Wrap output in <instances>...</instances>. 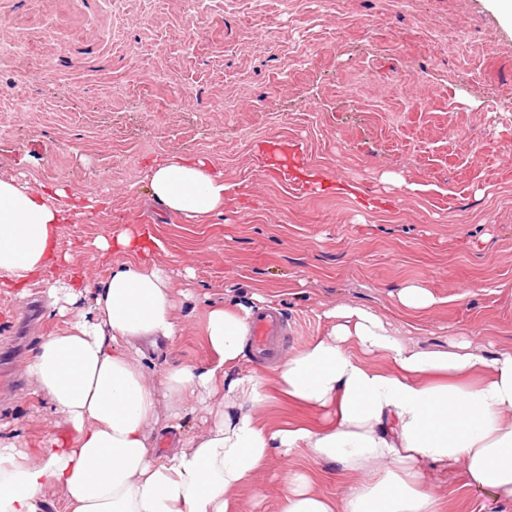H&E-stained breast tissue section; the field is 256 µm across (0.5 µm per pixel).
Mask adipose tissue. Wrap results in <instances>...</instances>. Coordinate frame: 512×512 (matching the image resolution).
I'll list each match as a JSON object with an SVG mask.
<instances>
[{"label": "adipose tissue", "instance_id": "obj_1", "mask_svg": "<svg viewBox=\"0 0 512 512\" xmlns=\"http://www.w3.org/2000/svg\"><path fill=\"white\" fill-rule=\"evenodd\" d=\"M147 179L152 200L188 223L224 206V176L201 159L172 157ZM62 195L0 179V293L21 299L41 288L63 318L27 374L33 395L68 423L67 435L30 453L0 446V512H44L49 487L61 491L63 512H235L234 492L276 454L359 476L334 500L310 470L290 471L278 512H440L424 475L457 466L512 500V350L490 356L467 341L424 350L384 315L344 302L323 311L322 336L262 375L245 368L249 308L215 306L204 325L211 363L149 381L140 343L183 334L171 278L152 258L159 242L144 226L96 239L108 270L91 285L58 252ZM160 389L173 399L164 412ZM271 403L311 417L266 420ZM198 412L210 425L184 437ZM158 422L170 447L152 430Z\"/></svg>", "mask_w": 512, "mask_h": 512}]
</instances>
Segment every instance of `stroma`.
<instances>
[{"instance_id":"1","label":"stroma","mask_w":512,"mask_h":512,"mask_svg":"<svg viewBox=\"0 0 512 512\" xmlns=\"http://www.w3.org/2000/svg\"><path fill=\"white\" fill-rule=\"evenodd\" d=\"M499 0H0V178L96 199L60 249L91 282L92 243L148 226L178 291V343L143 371L205 365L208 308L272 296L286 355L356 302L432 349H512V21ZM174 154L223 173L224 207L188 224L151 202ZM408 283L439 300L410 316ZM59 325L40 291L0 295V438L64 434L24 366ZM273 455L236 494L276 512ZM441 512H512L462 468L428 469Z\"/></svg>"}]
</instances>
